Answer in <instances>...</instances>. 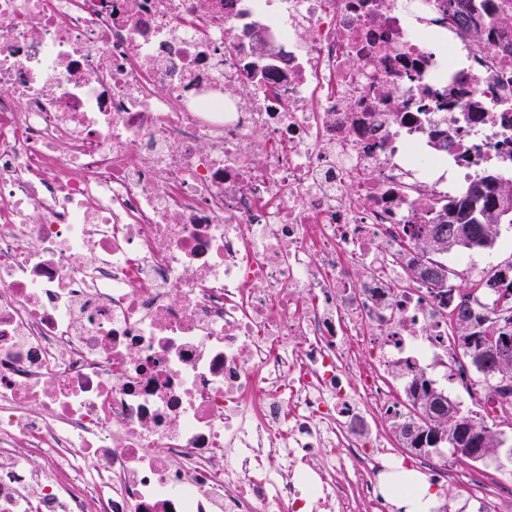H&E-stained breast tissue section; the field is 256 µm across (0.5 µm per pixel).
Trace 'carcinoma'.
Wrapping results in <instances>:
<instances>
[{"label":"carcinoma","instance_id":"carcinoma-1","mask_svg":"<svg viewBox=\"0 0 512 512\" xmlns=\"http://www.w3.org/2000/svg\"><path fill=\"white\" fill-rule=\"evenodd\" d=\"M501 224H512V177L503 172L484 171L459 198L450 200L435 224H421L413 230L410 243L417 256L412 274L434 285L448 278V268L439 256L457 250L491 249ZM489 285L490 301L479 311L469 304L471 292L457 289L461 301L453 317L454 344L483 378L494 383V398L507 399L502 416L512 415V357L495 358L497 353H512V263L501 269ZM409 420L396 424L404 447L418 448L426 441L431 453L446 447L459 464L475 462L454 452L456 448H480L494 457L507 441L486 420L472 411H463L448 393L434 386L425 375H416L408 396Z\"/></svg>","mask_w":512,"mask_h":512}]
</instances>
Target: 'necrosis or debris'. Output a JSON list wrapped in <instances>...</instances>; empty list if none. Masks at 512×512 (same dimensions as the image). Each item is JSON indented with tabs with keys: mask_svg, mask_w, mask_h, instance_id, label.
<instances>
[{
	"mask_svg": "<svg viewBox=\"0 0 512 512\" xmlns=\"http://www.w3.org/2000/svg\"><path fill=\"white\" fill-rule=\"evenodd\" d=\"M448 8L0 0V512H389L395 381L491 416L403 245L512 151Z\"/></svg>",
	"mask_w": 512,
	"mask_h": 512,
	"instance_id": "necrosis-or-debris-1",
	"label": "necrosis or debris"
}]
</instances>
